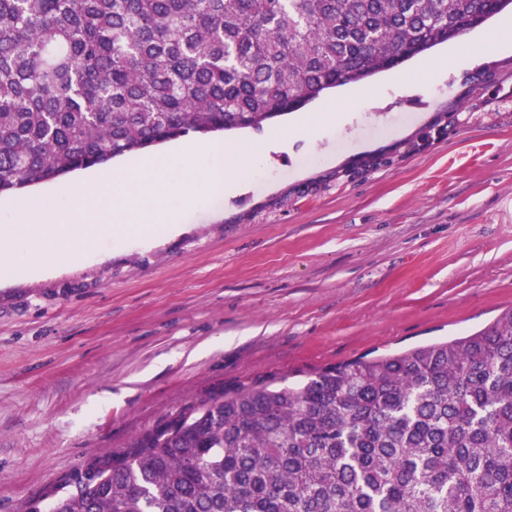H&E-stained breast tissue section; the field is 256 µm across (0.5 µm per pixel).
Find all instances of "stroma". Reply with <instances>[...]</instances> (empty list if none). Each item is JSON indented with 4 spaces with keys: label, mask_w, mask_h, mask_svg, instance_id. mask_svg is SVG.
Segmentation results:
<instances>
[{
    "label": "stroma",
    "mask_w": 512,
    "mask_h": 512,
    "mask_svg": "<svg viewBox=\"0 0 512 512\" xmlns=\"http://www.w3.org/2000/svg\"><path fill=\"white\" fill-rule=\"evenodd\" d=\"M505 21L302 108L346 118L323 131L335 165L306 133L250 161L242 195H170L179 235L104 233L78 264L0 273V512L209 395L511 310L512 49L467 57Z\"/></svg>",
    "instance_id": "stroma-1"
}]
</instances>
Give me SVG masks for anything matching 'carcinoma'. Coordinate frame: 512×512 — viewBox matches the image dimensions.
Instances as JSON below:
<instances>
[{"mask_svg": "<svg viewBox=\"0 0 512 512\" xmlns=\"http://www.w3.org/2000/svg\"><path fill=\"white\" fill-rule=\"evenodd\" d=\"M512 0H0V194L261 130ZM48 512H512V310L449 341L201 399Z\"/></svg>", "mask_w": 512, "mask_h": 512, "instance_id": "1", "label": "carcinoma"}]
</instances>
